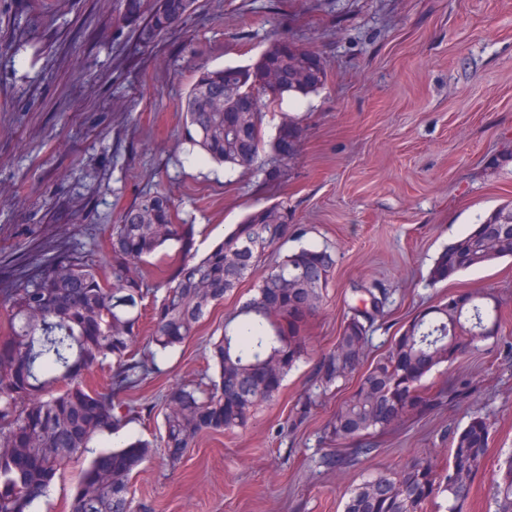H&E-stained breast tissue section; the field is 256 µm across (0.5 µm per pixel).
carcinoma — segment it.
<instances>
[{
  "label": "carcinoma",
  "instance_id": "carcinoma-1",
  "mask_svg": "<svg viewBox=\"0 0 512 512\" xmlns=\"http://www.w3.org/2000/svg\"><path fill=\"white\" fill-rule=\"evenodd\" d=\"M194 0H156L139 30L142 44L181 21ZM313 53L284 38L273 41L249 68H204L193 78L178 109L189 158L231 170L263 169L268 179L294 156L302 125L293 117L265 140V110L288 95L307 96L326 82ZM250 105L238 117L215 107ZM288 155H281L283 146ZM288 207L250 213L198 261L171 259L158 286L142 273L167 242L187 243L194 225L181 222L170 196L155 193L125 208L109 235L110 276L83 256L55 257L37 266L0 296L10 309L9 332L0 343V512H30L57 471L104 432L123 429L135 413L128 397L158 372L157 358L183 344L206 312L265 265L266 253L288 239ZM512 257V202L490 213L435 260L433 284ZM327 249L301 247L269 267L254 293L224 319V334L211 345L217 377L182 384L164 396L163 446L189 450L203 433L247 426L257 406L272 401L288 372L308 356V318L320 308L333 268ZM370 308L346 318L333 348L317 361L315 385L327 391L357 378L323 431L333 445L324 463L344 469L376 451L380 437L410 417L458 392L423 381L498 332L499 301L478 290L440 301L414 317L390 340L387 352L368 360L369 331L382 314L378 289H362ZM153 306V328L144 349L143 309ZM108 366L102 389L88 376ZM490 429L479 413L462 428L442 431L448 465L415 459L351 490L344 512H423L446 495L448 512H463L484 466ZM153 454L147 441H130L96 457L85 470L70 512H135L133 472ZM495 512H512V460L496 484Z\"/></svg>",
  "mask_w": 512,
  "mask_h": 512
}]
</instances>
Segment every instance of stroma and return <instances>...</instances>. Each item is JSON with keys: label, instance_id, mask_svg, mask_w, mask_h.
<instances>
[{"label": "stroma", "instance_id": "obj_1", "mask_svg": "<svg viewBox=\"0 0 512 512\" xmlns=\"http://www.w3.org/2000/svg\"><path fill=\"white\" fill-rule=\"evenodd\" d=\"M0 0V288L11 273L70 248L108 268V227L156 192L170 194L193 224L190 246L172 241L143 271L165 279L169 258L203 257L250 212L287 204L289 235L269 250L274 265L302 247L332 252L335 266L306 333L313 356L286 376L247 427L201 434L178 465L160 445V421L133 419L103 433L57 473L35 512H69L84 470L124 439L153 441L133 476L137 512H343L356 485L416 457L446 462L440 431L470 412L490 424L483 471L465 512H494L495 480L512 457V257L429 286L439 254L512 201V0H196L194 12L149 46L137 27L154 0ZM318 55L327 82L271 108L265 132L302 120L296 155L269 181L260 170L228 172L188 160L178 102L204 67L247 68L272 39ZM247 280L225 297L160 373L131 400L161 404L171 387L214 377L207 361L224 317L250 297ZM385 292L371 354L439 299L488 288L500 303L497 337L449 366L439 383L463 379L431 412L381 437L352 467H327L322 428L344 389L321 396L293 424L311 390L314 358L335 342L358 305V289Z\"/></svg>", "mask_w": 512, "mask_h": 512}]
</instances>
